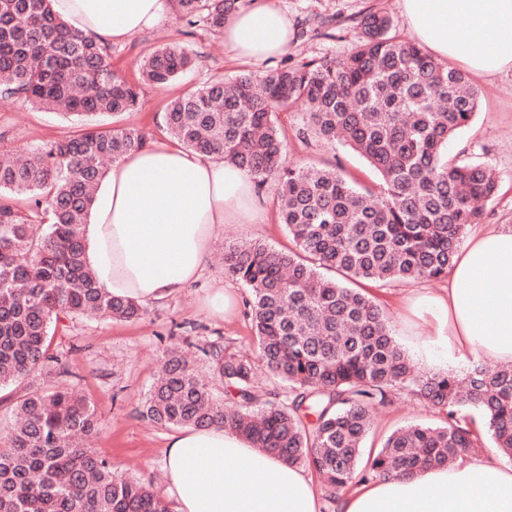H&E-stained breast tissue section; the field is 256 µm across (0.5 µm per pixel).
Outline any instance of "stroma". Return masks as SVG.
Masks as SVG:
<instances>
[{
	"instance_id": "stroma-1",
	"label": "stroma",
	"mask_w": 512,
	"mask_h": 512,
	"mask_svg": "<svg viewBox=\"0 0 512 512\" xmlns=\"http://www.w3.org/2000/svg\"><path fill=\"white\" fill-rule=\"evenodd\" d=\"M293 23L294 39L285 54L264 62L231 58L217 32L203 26L189 27L171 18L162 28L146 30L128 41L111 45L112 66L127 79H135L143 57L164 43H176L196 57L195 67L164 90L144 85L140 88V110L130 118L103 117L105 126L132 123L143 129L150 143L167 141L162 114L168 102L201 86L208 80L235 78L245 71L266 74L287 61H340L357 43L359 22L369 11L381 9L393 17L401 36L411 31L403 15L402 0H274ZM482 92L478 113L472 125L448 144V156L464 162L484 163L498 175L496 197L483 209L482 222L491 227L512 225V71L489 76H472ZM279 119L287 135V158L307 165H341L360 183L374 187L379 178L367 163L337 144L314 138H302L298 132L299 115L291 108ZM77 121L55 112L0 99V154L26 152L49 146L76 130ZM265 218L259 224L224 223L215 227L212 252L204 263V272L178 294L146 307V315L137 321H110L76 317L68 322L66 335L55 336L53 347L61 352L69 371L68 380L94 405L105 428L93 446L107 458L115 471L154 483L159 495H166L165 454L172 428L155 425L140 416L139 405L158 369L163 350L177 343L187 347L213 340H231L234 347L252 352L254 333L243 311L245 287L225 275L217 256L218 247L241 239L261 240L275 249L293 245L279 220L271 187H263ZM445 281L413 284L393 283L386 287L367 285L366 291L387 313L394 337L421 373L448 370L465 376L470 362L448 364L430 360L425 345L436 335L437 322L430 313L414 315L413 298L420 294L438 295ZM224 289L234 299L223 316L211 313L209 295ZM438 417L424 403L409 396L395 397L392 405L374 414L371 434L364 443L365 452L375 451L383 436L409 422L434 423Z\"/></svg>"
}]
</instances>
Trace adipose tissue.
Here are the masks:
<instances>
[{
    "label": "adipose tissue",
    "instance_id": "1",
    "mask_svg": "<svg viewBox=\"0 0 512 512\" xmlns=\"http://www.w3.org/2000/svg\"><path fill=\"white\" fill-rule=\"evenodd\" d=\"M409 28L443 58L473 73L512 71V0H402ZM73 28L101 44L125 41L170 18V0H53ZM224 46L261 62L287 52L291 25L272 0L224 21ZM252 177L223 159L170 142L115 162L99 185L85 226L86 259L98 285L151 304L200 278L215 225L262 221ZM444 337L429 357L512 362V226L473 229L443 294L417 299ZM176 512H320L302 467L252 447L220 427L172 434L165 457ZM338 512H512V464L496 452L418 474L365 483Z\"/></svg>",
    "mask_w": 512,
    "mask_h": 512
}]
</instances>
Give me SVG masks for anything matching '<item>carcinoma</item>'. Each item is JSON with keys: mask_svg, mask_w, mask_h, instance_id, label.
I'll use <instances>...</instances> for the list:
<instances>
[{"mask_svg": "<svg viewBox=\"0 0 512 512\" xmlns=\"http://www.w3.org/2000/svg\"><path fill=\"white\" fill-rule=\"evenodd\" d=\"M178 18L215 31L249 0H175ZM339 62L284 63L264 75L212 79L172 99L166 132L183 147L223 158L272 186L295 249L260 241L224 246V274L243 283L252 356L228 342L199 348L207 371L168 350L140 413L168 427H228L322 479L327 501L358 483L460 459L480 434L458 415L478 409L512 460V367L477 364L466 385L452 373L419 374L374 299L326 277L388 285L448 277L467 229L497 192L495 172L448 160V142L478 112L481 91L465 72L400 39L371 12ZM195 65L178 44L148 54L140 80L158 89ZM0 98L72 116L75 134L0 163V390L52 373L51 349L67 318L131 321L132 299L98 288L86 266L82 226L104 162L147 144L133 126L101 128L94 116L139 108L136 84L112 68L109 48L70 27L51 0H0ZM304 107L303 130L344 145L380 176L360 186L341 166L289 163L279 112ZM28 196L27 207L13 197ZM282 384L261 391L257 368ZM225 387L224 397L216 386ZM406 394L443 415L436 427L392 431L362 460L372 411ZM91 402L70 386L24 388L0 433V512H172L143 480L114 471L85 445L102 431Z\"/></svg>", "mask_w": 512, "mask_h": 512, "instance_id": "1", "label": "carcinoma"}]
</instances>
